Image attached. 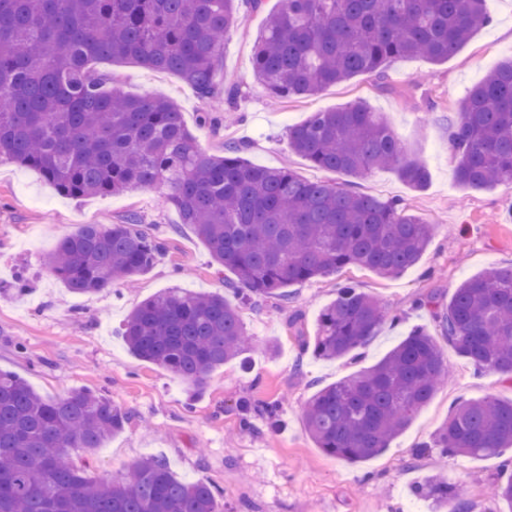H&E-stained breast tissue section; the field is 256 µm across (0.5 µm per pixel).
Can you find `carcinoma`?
I'll use <instances>...</instances> for the list:
<instances>
[{
	"mask_svg": "<svg viewBox=\"0 0 512 512\" xmlns=\"http://www.w3.org/2000/svg\"><path fill=\"white\" fill-rule=\"evenodd\" d=\"M490 22L486 0H282L254 41L253 71L280 104L380 75L393 59L444 62ZM238 23V0H0V160L37 170L73 198L164 189L182 223L232 274L224 285L236 298L286 301L287 287L346 267L394 278L416 266L435 225L402 203L360 193L351 182L250 164L236 142L208 154L177 103L131 95L94 67L134 63L174 73L200 98L222 97L231 108L239 89H223L224 39ZM288 147L352 178L389 168L414 190L429 181L426 167L361 99L289 127ZM448 147L460 184L512 192V59L448 114ZM164 250L131 214L122 224H83L61 237L48 265L71 293L95 294L151 268ZM386 316L377 298L339 288L320 311L313 353L353 355ZM434 317L457 355L512 380V268L464 280ZM123 337L134 356L194 388L229 362L245 363L249 350L237 303L177 286L137 305ZM447 373L441 347L417 327L376 364L317 390L304 410L308 433L336 458L376 457ZM129 420L100 392L51 398L0 370V512H224L215 486L176 478L163 457L142 458L111 478L86 477L73 453L102 447ZM429 448L502 455L512 448V401L460 402L419 452ZM415 492L434 512H471L446 478L429 477ZM494 494L512 509L511 474L494 481Z\"/></svg>",
	"mask_w": 512,
	"mask_h": 512,
	"instance_id": "cac0c4a2",
	"label": "carcinoma"
}]
</instances>
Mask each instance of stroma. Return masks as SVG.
<instances>
[{"mask_svg": "<svg viewBox=\"0 0 512 512\" xmlns=\"http://www.w3.org/2000/svg\"><path fill=\"white\" fill-rule=\"evenodd\" d=\"M279 7L280 0H265L258 12L242 6L238 28L224 40V82L240 89L237 109L213 108L172 73L127 64L112 66V75L130 94L174 98L207 152L229 138L245 145L243 157L250 163L286 164L304 179L329 183L339 181V174L291 153L288 129L311 113L364 98L430 174L421 191L390 169L373 170L357 182L361 192L399 199L411 213L436 224L420 263L392 279L351 266L291 286V300L241 303L242 321L257 346L246 363L213 372L197 393L172 373L135 358L122 338L131 309L163 289L224 293L229 273L213 261L193 228L182 223L160 190L136 187L118 196L70 198L38 172L0 161V369L49 397L76 388L100 391L131 413L130 422L102 448L81 453L91 478L118 475L154 455L167 460L175 477L202 478L223 490L224 512H431L430 501L416 498L412 488L440 473L468 487L472 512H501L485 485L498 476L503 459H512V449L501 459L418 451L457 402L487 395L512 401V382L501 375L476 370L447 351L450 369L433 400L386 451L365 462L342 461L317 448L304 409L318 389L375 364L414 327L440 336L431 309L417 307L420 297L431 293L438 305H446L464 279L512 266V193L461 186L448 152L449 113L487 72L512 57V0H487L491 24L448 61L394 60L385 70V90L377 89L375 76L360 75L275 107L253 76L252 54L266 12ZM209 111L218 129L199 127L200 115ZM131 212L166 242L153 268L131 288L69 293L44 265V256L78 225L118 224ZM20 279L28 286L23 295L16 291ZM346 282L379 298L400 320L383 323L357 358H315L300 348V338L314 335L321 308ZM270 339L279 343L277 355L263 348ZM243 402L278 403L281 425L269 427L256 415L251 427H243Z\"/></svg>", "mask_w": 512, "mask_h": 512, "instance_id": "35a3bbf8", "label": "stroma"}]
</instances>
